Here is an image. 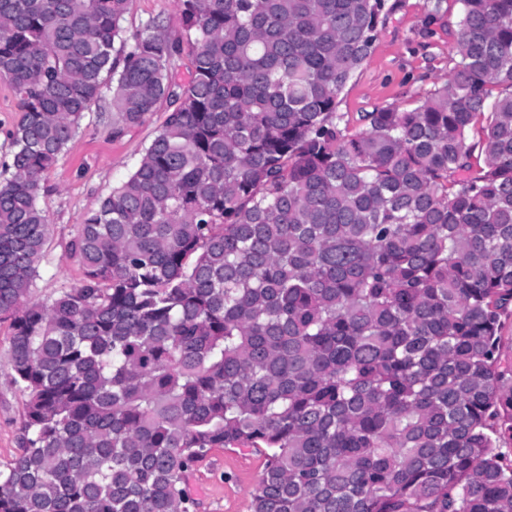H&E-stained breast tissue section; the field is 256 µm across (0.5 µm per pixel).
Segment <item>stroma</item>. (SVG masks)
Instances as JSON below:
<instances>
[{
    "label": "stroma",
    "instance_id": "stroma-1",
    "mask_svg": "<svg viewBox=\"0 0 512 512\" xmlns=\"http://www.w3.org/2000/svg\"><path fill=\"white\" fill-rule=\"evenodd\" d=\"M458 0H386L387 16L371 53L340 96L339 111L357 117L376 108H413L416 99L434 89L451 68L449 49L455 39ZM166 32L180 29L174 0H131L124 23L134 38L147 21ZM161 103L141 124L112 133L111 113L90 112L79 135L41 182L39 205L51 225L50 235L31 293L45 301L61 289L79 285L82 270L69 254V244L87 213L119 185L138 163L145 146L168 115ZM8 322H0V465L19 452L23 395L13 384L9 362ZM263 469L252 452L213 449L195 462L187 487L195 512H250L251 493Z\"/></svg>",
    "mask_w": 512,
    "mask_h": 512
}]
</instances>
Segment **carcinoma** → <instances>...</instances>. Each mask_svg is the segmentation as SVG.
I'll list each match as a JSON object with an SVG mask.
<instances>
[{
    "label": "carcinoma",
    "instance_id": "carcinoma-1",
    "mask_svg": "<svg viewBox=\"0 0 512 512\" xmlns=\"http://www.w3.org/2000/svg\"><path fill=\"white\" fill-rule=\"evenodd\" d=\"M129 2L0 0V512H191L214 448L263 457L250 512H512V0H460L446 80L357 127L385 0H175L131 44ZM109 92L115 135L168 115L34 302L42 177ZM20 116L18 99L6 81L0 80V165L8 160L10 132ZM10 321L0 322V465L18 453L22 422L23 395L13 384L9 362Z\"/></svg>",
    "mask_w": 512,
    "mask_h": 512
}]
</instances>
